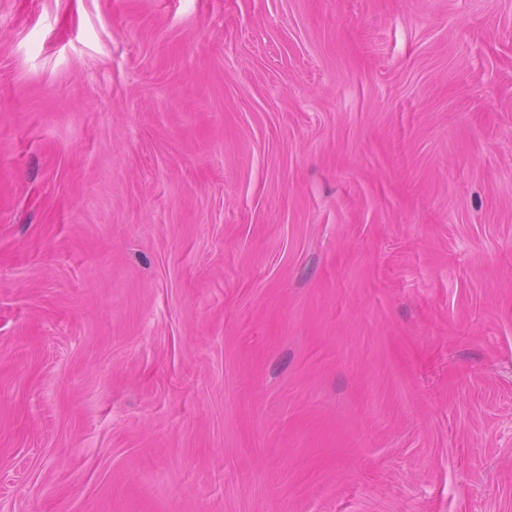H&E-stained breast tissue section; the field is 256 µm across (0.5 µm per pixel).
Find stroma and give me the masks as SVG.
Returning <instances> with one entry per match:
<instances>
[{
    "instance_id": "35a3bbf8",
    "label": "stroma",
    "mask_w": 512,
    "mask_h": 512,
    "mask_svg": "<svg viewBox=\"0 0 512 512\" xmlns=\"http://www.w3.org/2000/svg\"><path fill=\"white\" fill-rule=\"evenodd\" d=\"M0 512H512V0H0Z\"/></svg>"
}]
</instances>
